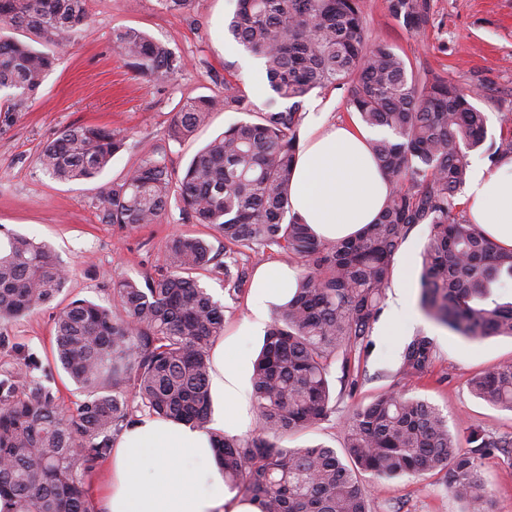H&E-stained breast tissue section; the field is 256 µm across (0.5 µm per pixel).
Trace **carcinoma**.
<instances>
[{
  "label": "carcinoma",
  "instance_id": "1",
  "mask_svg": "<svg viewBox=\"0 0 512 512\" xmlns=\"http://www.w3.org/2000/svg\"><path fill=\"white\" fill-rule=\"evenodd\" d=\"M430 0H387L391 17L418 35ZM24 28L31 43L1 33ZM89 27L86 0H0V92L3 122L31 103L55 65V51L77 43ZM228 31L264 60L271 96L254 111L228 73L224 96L188 98L168 136L181 142L224 107L252 116L198 151L183 172L166 154L143 152L126 175L97 187L104 224L131 230L155 224L171 202L184 219L224 238V261L199 237L165 242V262L141 281L112 284L115 305L74 300L56 308L57 362L83 399L63 412L50 388L23 375L0 378V512H97L87 477L107 459L136 413L210 431V352L224 335V305L195 274L224 271L228 292L248 275L240 257L276 249L300 265L292 297L275 306L252 373L255 433L211 431L224 484L258 512H370L362 474L377 481L445 473L448 492L471 512H492L481 460L512 448V435L469 436L461 449L448 418L425 400L378 393L347 418L343 454L325 444L286 448L281 440L336 410L330 375L341 361L349 382L351 355L368 343L382 313L394 257L418 225L429 227L420 253L419 305L458 336L512 338V248L488 239L460 203L470 152L486 141L487 117L468 92L443 75L424 79L393 48L369 41L362 0H237ZM113 45L141 75L169 81L184 60L144 32H113ZM51 45L54 51L43 47ZM343 89L367 127L390 134L369 142L393 184L377 221L342 240L317 237L291 214L293 162L303 107L315 90ZM121 132L78 125L46 143L38 164L62 181H93L125 147ZM63 266L45 244L0 226V321L12 322L53 301L65 288ZM433 338L412 335L396 375L428 372ZM474 395L512 411V363L471 379Z\"/></svg>",
  "mask_w": 512,
  "mask_h": 512
}]
</instances>
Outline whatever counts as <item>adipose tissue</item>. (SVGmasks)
I'll return each mask as SVG.
<instances>
[{
  "label": "adipose tissue",
  "mask_w": 512,
  "mask_h": 512,
  "mask_svg": "<svg viewBox=\"0 0 512 512\" xmlns=\"http://www.w3.org/2000/svg\"><path fill=\"white\" fill-rule=\"evenodd\" d=\"M311 131L296 156L291 183L292 212L323 238H345L374 223L391 186L368 148L372 131L310 123ZM463 201L468 218L499 246L512 248V157L496 167H475ZM296 272L270 263L255 276L250 296L252 317L246 329L265 325L270 306L286 302ZM237 352L216 345L210 379L227 409L224 427L243 428L249 394L235 372ZM109 482L100 512H257L251 501L230 491L213 458L210 433L185 423L144 416L115 441Z\"/></svg>",
  "instance_id": "ef3b65f1"
}]
</instances>
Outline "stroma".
<instances>
[{"mask_svg": "<svg viewBox=\"0 0 512 512\" xmlns=\"http://www.w3.org/2000/svg\"><path fill=\"white\" fill-rule=\"evenodd\" d=\"M234 5L235 0H195L189 13L179 14L166 10L161 0H86L91 27L85 37L60 52L29 108L17 113L13 123H0V225L55 249L68 271L59 302L80 299L110 305L113 281H140L154 273L164 262L165 242L172 235H197L221 248L223 240L216 231L188 223L175 205L159 223L133 231L101 223L95 207L98 182L54 180L40 170L38 156L44 144L64 128L98 125L127 137L126 148L113 157L102 181L121 179L142 150L149 148L166 151L173 167H185L243 115L214 112L208 125L178 144L169 140L168 130L181 101L223 95L229 71L255 105H262L270 93L262 60L228 33ZM363 11L370 39L392 45L420 74H441L463 88L480 90L475 104L487 114L488 138L497 141L506 134L512 126V0H433L431 21L418 36L396 24L386 0H363ZM121 27L145 31L181 56L184 70L166 82L140 75L113 47L112 33ZM305 109L329 125L358 121L340 89L313 91ZM428 234V226L421 224L404 240L385 291L389 302L399 294L406 297L414 322L397 325L381 315L369 346L355 356L357 387L341 393L329 421L290 436L285 446L323 443L340 448L347 416L391 388L438 407L460 439L474 431L491 437L512 434V412L489 406L469 387L472 377L512 361V338L472 341L433 323L420 311L417 267ZM199 282L224 305L223 341L243 354L245 361L238 366L237 376L242 386H249L252 363L264 337L263 332L243 328L252 317L250 287L242 285L236 295H229L223 275L211 272L202 273ZM419 331L434 339L435 361L426 375L395 381L399 352L407 338ZM54 336L49 307L0 325V370L21 369L26 362H34L33 377L51 387L57 404L70 412L80 393L54 360ZM482 472L494 496L495 512H512V455L497 451L487 455ZM370 509L462 512L463 506L448 493L439 473L371 483Z\"/></svg>", "mask_w": 512, "mask_h": 512, "instance_id": "1", "label": "stroma"}]
</instances>
